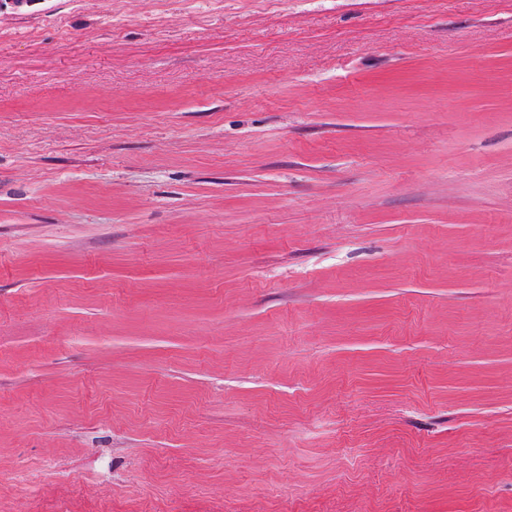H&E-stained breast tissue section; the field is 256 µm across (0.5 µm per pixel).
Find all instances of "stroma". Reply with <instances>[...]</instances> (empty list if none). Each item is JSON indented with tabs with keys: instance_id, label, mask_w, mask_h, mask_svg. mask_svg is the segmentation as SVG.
<instances>
[{
	"instance_id": "35a3bbf8",
	"label": "stroma",
	"mask_w": 512,
	"mask_h": 512,
	"mask_svg": "<svg viewBox=\"0 0 512 512\" xmlns=\"http://www.w3.org/2000/svg\"><path fill=\"white\" fill-rule=\"evenodd\" d=\"M0 512H512V0H0Z\"/></svg>"
}]
</instances>
